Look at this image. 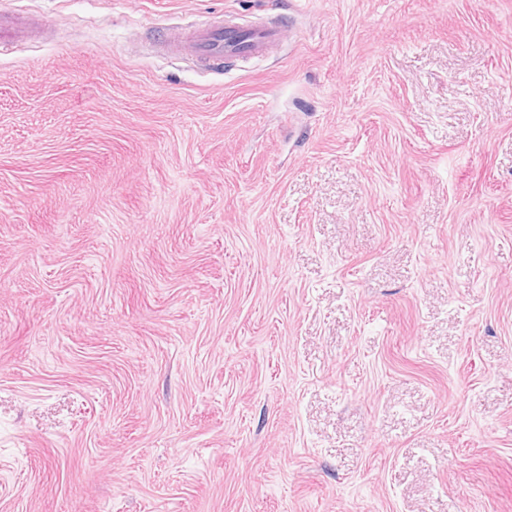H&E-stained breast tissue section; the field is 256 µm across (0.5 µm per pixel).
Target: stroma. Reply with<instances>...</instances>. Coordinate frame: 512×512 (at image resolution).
I'll return each instance as SVG.
<instances>
[{
	"mask_svg": "<svg viewBox=\"0 0 512 512\" xmlns=\"http://www.w3.org/2000/svg\"><path fill=\"white\" fill-rule=\"evenodd\" d=\"M0 18V512H512V0ZM166 29L153 30L154 46L163 53L185 59L205 61L215 68H222L224 60H244L260 57L272 49L279 40L275 29L263 26H240L214 20L190 25L166 37Z\"/></svg>",
	"mask_w": 512,
	"mask_h": 512,
	"instance_id": "stroma-1",
	"label": "stroma"
}]
</instances>
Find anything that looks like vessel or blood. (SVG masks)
Masks as SVG:
<instances>
[{"mask_svg": "<svg viewBox=\"0 0 512 512\" xmlns=\"http://www.w3.org/2000/svg\"><path fill=\"white\" fill-rule=\"evenodd\" d=\"M153 37L156 48L171 57H191L219 68L228 59L263 56L277 44L279 33L263 26H240L214 20L171 35L158 28Z\"/></svg>", "mask_w": 512, "mask_h": 512, "instance_id": "b4317fda", "label": "vessel or blood"}]
</instances>
